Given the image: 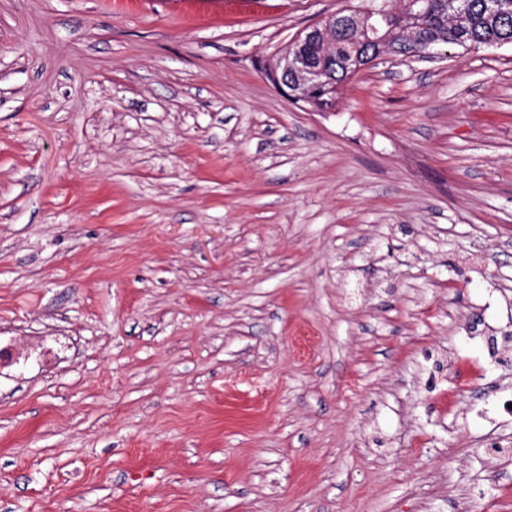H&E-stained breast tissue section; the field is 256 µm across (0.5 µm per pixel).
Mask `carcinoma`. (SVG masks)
Instances as JSON below:
<instances>
[{
	"mask_svg": "<svg viewBox=\"0 0 512 512\" xmlns=\"http://www.w3.org/2000/svg\"><path fill=\"white\" fill-rule=\"evenodd\" d=\"M390 0H366V7L382 9L388 15V28L394 45L404 53L416 49L406 37L412 29L434 47H479L512 44V0H464V10L454 12L453 0H413L409 12L388 8ZM373 34L356 31L336 33V51L324 60L323 83L303 103L316 109L335 107L342 86L354 78L349 61L368 58L378 52L371 42Z\"/></svg>",
	"mask_w": 512,
	"mask_h": 512,
	"instance_id": "obj_1",
	"label": "carcinoma"
}]
</instances>
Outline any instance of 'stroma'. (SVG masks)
Segmentation results:
<instances>
[{"label":"stroma","instance_id":"obj_1","mask_svg":"<svg viewBox=\"0 0 512 512\" xmlns=\"http://www.w3.org/2000/svg\"><path fill=\"white\" fill-rule=\"evenodd\" d=\"M344 5L0 0V512H512V46ZM358 11L347 13L343 8L324 17V19L302 31L296 39L289 43L293 47L290 53L288 45L283 49L272 77L277 81L279 87H286L289 90L288 95L295 100H300L309 95L302 103L316 109L326 110L335 107L336 98L342 86L351 81L355 76L350 68L349 61L357 56L359 58H368L378 52V46L369 41L374 35L371 32L366 34L356 31H344L353 28L359 24L360 13ZM336 31H341L336 33ZM336 42V51H333L324 60L325 76L320 82V86L315 93H312L314 86L319 82L321 68L323 66L322 50L334 46ZM308 48L311 56L305 52ZM355 72L363 71L370 63L360 65L354 58L351 61ZM280 75V78H279ZM312 93V94H311Z\"/></svg>","mask_w":512,"mask_h":512}]
</instances>
